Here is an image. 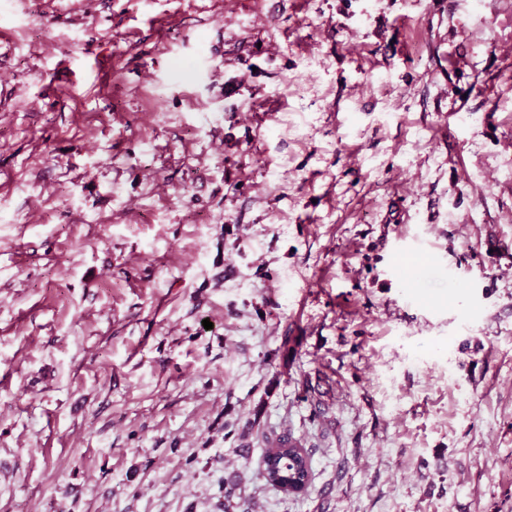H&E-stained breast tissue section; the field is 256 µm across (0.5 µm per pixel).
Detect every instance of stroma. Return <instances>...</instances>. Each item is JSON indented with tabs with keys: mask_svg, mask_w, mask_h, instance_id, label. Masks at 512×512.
Segmentation results:
<instances>
[{
	"mask_svg": "<svg viewBox=\"0 0 512 512\" xmlns=\"http://www.w3.org/2000/svg\"><path fill=\"white\" fill-rule=\"evenodd\" d=\"M0 29V512H512V0ZM271 457L273 467L283 475L285 481L290 479L303 487L309 485L312 479L310 460L308 462L309 456L301 441L286 442L276 439L266 452L265 463Z\"/></svg>",
	"mask_w": 512,
	"mask_h": 512,
	"instance_id": "stroma-1",
	"label": "stroma"
}]
</instances>
